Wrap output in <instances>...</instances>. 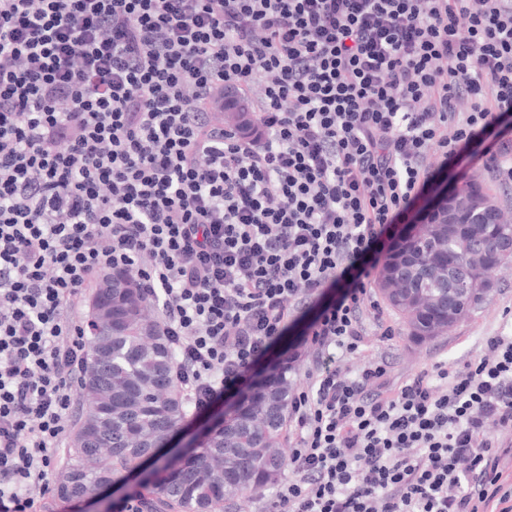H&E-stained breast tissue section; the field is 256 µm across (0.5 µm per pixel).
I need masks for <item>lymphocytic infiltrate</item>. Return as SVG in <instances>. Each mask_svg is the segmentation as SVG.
I'll return each instance as SVG.
<instances>
[{
  "mask_svg": "<svg viewBox=\"0 0 512 512\" xmlns=\"http://www.w3.org/2000/svg\"><path fill=\"white\" fill-rule=\"evenodd\" d=\"M512 112V0H0V512H37L87 288L161 312L195 410L338 277L263 512H512V336L392 386L369 262Z\"/></svg>",
  "mask_w": 512,
  "mask_h": 512,
  "instance_id": "1",
  "label": "lymphocytic infiltrate"
}]
</instances>
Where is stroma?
<instances>
[{
  "instance_id": "1",
  "label": "stroma",
  "mask_w": 512,
  "mask_h": 512,
  "mask_svg": "<svg viewBox=\"0 0 512 512\" xmlns=\"http://www.w3.org/2000/svg\"><path fill=\"white\" fill-rule=\"evenodd\" d=\"M472 181L482 186L484 193L492 198L500 211L512 216V182L496 180L492 173L485 170L481 160L466 154L449 162L445 168L433 169L424 192L389 230L391 242H398L403 225L417 223L439 194L453 191ZM490 281L488 290L477 306L468 311L447 333L429 340L412 339L404 318L391 306H384V319L393 329L392 336H369L367 350L350 361V370H359L370 359L383 356L390 362L392 381L397 384L437 361L447 362L452 368L461 366L478 354L485 337L512 335V260L492 272ZM345 289L342 283L325 289L289 323L282 336L259 359L241 384L226 391L206 410H188L176 434L162 448L159 465L174 463L180 455L195 447L198 440L223 419L226 406L242 397L249 386L271 368L287 367L292 391L306 390L304 371L308 363L306 349L311 327L321 311L336 302ZM68 461V448L57 449L56 465L51 476L54 490L40 499L39 512H118L141 490L139 477L123 471L115 475L111 488L95 498L85 501L62 498L56 487L62 483L68 471Z\"/></svg>"
}]
</instances>
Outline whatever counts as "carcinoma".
Returning a JSON list of instances; mask_svg holds the SVG:
<instances>
[{
  "mask_svg": "<svg viewBox=\"0 0 512 512\" xmlns=\"http://www.w3.org/2000/svg\"><path fill=\"white\" fill-rule=\"evenodd\" d=\"M512 226L489 222L461 224L455 233L419 237L406 253L405 287L435 299L422 308L403 291L381 279L390 305L407 316L412 337H432L450 327L448 281L434 277L429 263L460 267L471 245L488 259L500 258L497 242ZM109 306L110 324L88 340L82 386L92 401V417L82 422L60 495L77 499L112 484L113 477L155 455L179 426L187 402L174 379L176 354L156 323L144 314L146 300L112 278V287L96 293ZM289 393L286 371L261 378L250 397L239 402L234 417L199 443L198 450L173 466H164L149 483L150 512H216L230 496L273 485L284 466L272 445L284 425ZM109 449L110 463L99 458Z\"/></svg>",
  "mask_w": 512,
  "mask_h": 512,
  "instance_id": "carcinoma-1",
  "label": "carcinoma"
}]
</instances>
